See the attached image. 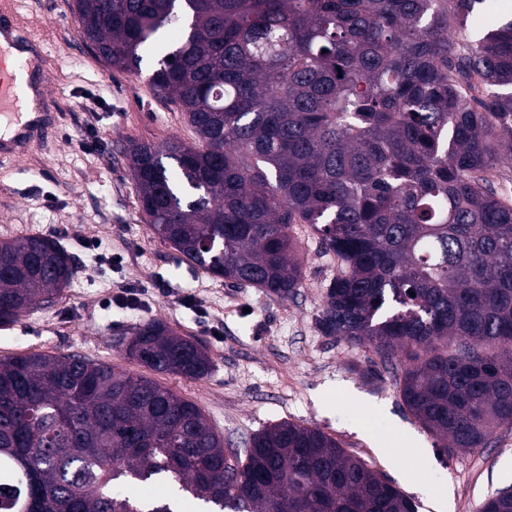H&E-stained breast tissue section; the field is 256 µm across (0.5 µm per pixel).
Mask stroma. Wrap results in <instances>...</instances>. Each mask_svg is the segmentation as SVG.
Returning a JSON list of instances; mask_svg holds the SVG:
<instances>
[{
	"mask_svg": "<svg viewBox=\"0 0 512 512\" xmlns=\"http://www.w3.org/2000/svg\"><path fill=\"white\" fill-rule=\"evenodd\" d=\"M71 0H17L21 33L44 40L50 91L48 131L0 166V240L42 235L73 258V277L55 303L0 329V358L27 352L79 354L114 364L194 401L228 448H245L265 428L292 421L323 431L412 498L418 512H478L512 484V429L484 448L449 456L401 403L397 375L362 377L376 356L325 335L319 316L338 262L317 234L297 224L303 285L283 300L234 286L183 261L155 239L125 154L172 139L195 144L180 106L154 90L156 65L111 68L78 33ZM98 247L85 249V241ZM134 292V307L104 309ZM206 317H199V310ZM160 319L199 340L211 359L202 380L158 373L128 359L119 341Z\"/></svg>",
	"mask_w": 512,
	"mask_h": 512,
	"instance_id": "1",
	"label": "stroma"
}]
</instances>
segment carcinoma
Returning a JSON list of instances; mask_svg holds the SVG:
<instances>
[{"instance_id":"cac0c4a2","label":"carcinoma","mask_w":512,"mask_h":512,"mask_svg":"<svg viewBox=\"0 0 512 512\" xmlns=\"http://www.w3.org/2000/svg\"><path fill=\"white\" fill-rule=\"evenodd\" d=\"M482 0H72L109 66L140 70L197 136L127 152L153 235L233 285L293 297L308 224L339 271L319 324L400 362V397L448 455L512 427V19L457 39ZM480 85L482 97L469 100ZM73 267L41 235L0 241V326L53 303ZM415 296H410V293ZM125 356L202 380L161 320ZM238 455L203 411L114 364L0 360V512H417L324 432L280 422ZM167 483V500L130 484ZM480 512H512L495 494Z\"/></svg>"}]
</instances>
